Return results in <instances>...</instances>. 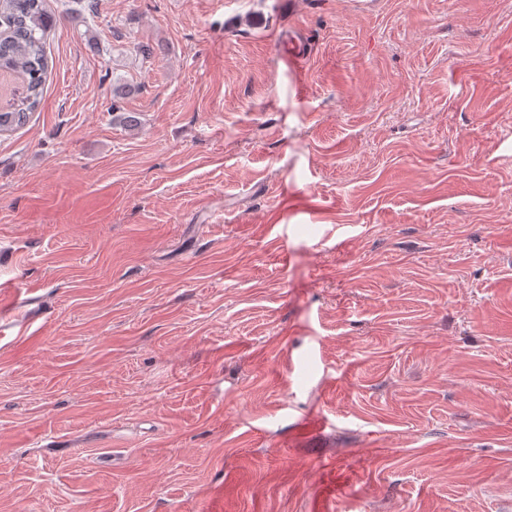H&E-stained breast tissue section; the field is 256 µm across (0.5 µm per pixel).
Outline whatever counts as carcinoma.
<instances>
[{
	"mask_svg": "<svg viewBox=\"0 0 512 512\" xmlns=\"http://www.w3.org/2000/svg\"><path fill=\"white\" fill-rule=\"evenodd\" d=\"M51 23L45 0H0V74L13 77L12 90L0 97V132L23 127L40 105Z\"/></svg>",
	"mask_w": 512,
	"mask_h": 512,
	"instance_id": "1",
	"label": "carcinoma"
}]
</instances>
